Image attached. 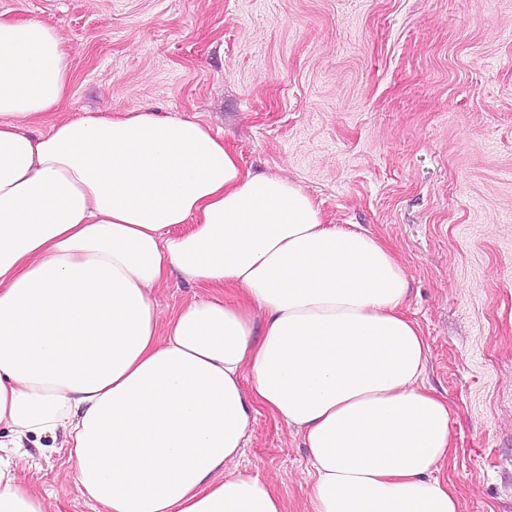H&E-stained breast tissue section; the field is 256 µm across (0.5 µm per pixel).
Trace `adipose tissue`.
<instances>
[{
    "label": "adipose tissue",
    "mask_w": 512,
    "mask_h": 512,
    "mask_svg": "<svg viewBox=\"0 0 512 512\" xmlns=\"http://www.w3.org/2000/svg\"><path fill=\"white\" fill-rule=\"evenodd\" d=\"M70 80L54 27L0 13V512H47L15 461L58 447L104 512H286L235 467L260 405L311 512H459L395 253L196 118L63 115ZM173 274L214 293L163 323Z\"/></svg>",
    "instance_id": "adipose-tissue-1"
}]
</instances>
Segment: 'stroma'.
Masks as SVG:
<instances>
[{"label":"stroma","instance_id":"stroma-1","mask_svg":"<svg viewBox=\"0 0 512 512\" xmlns=\"http://www.w3.org/2000/svg\"><path fill=\"white\" fill-rule=\"evenodd\" d=\"M53 26L79 117L192 116L255 174L402 261L425 385L451 409L436 471L459 512H512V0H0ZM239 471L308 512L298 435L259 408ZM48 512H103L67 450L16 461Z\"/></svg>","mask_w":512,"mask_h":512}]
</instances>
